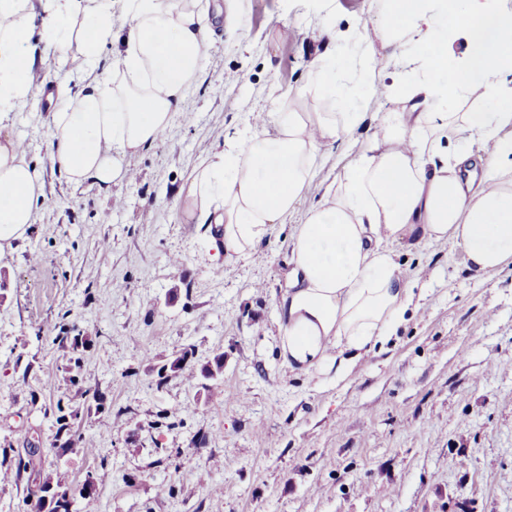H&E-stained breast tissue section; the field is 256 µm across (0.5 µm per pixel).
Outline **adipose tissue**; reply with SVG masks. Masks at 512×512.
Masks as SVG:
<instances>
[{"label": "adipose tissue", "instance_id": "obj_1", "mask_svg": "<svg viewBox=\"0 0 512 512\" xmlns=\"http://www.w3.org/2000/svg\"><path fill=\"white\" fill-rule=\"evenodd\" d=\"M126 22L115 25V12ZM211 24L202 0H0V250L24 236L44 192L6 119L34 96L53 101L50 161L74 183L124 180L125 157L154 145L184 103L206 55ZM512 11L500 0H386L384 46L414 42L419 55L399 88L377 83L373 42L355 35L350 81L335 58L319 60L311 85L351 102L346 112H265L193 169L182 198L188 217L210 225L226 257L246 255L288 219L309 189L323 148L349 145L369 102L406 97L322 181L319 204L291 225L290 264L277 300L281 355L309 373L347 375L386 344L418 309L416 282L392 244L462 247L471 269L512 266ZM116 50L111 69L105 48ZM80 73L50 71V54ZM499 100L490 112H438L467 90ZM460 146L448 150V135Z\"/></svg>", "mask_w": 512, "mask_h": 512}]
</instances>
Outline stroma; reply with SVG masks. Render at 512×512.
I'll return each instance as SVG.
<instances>
[{"label": "stroma", "mask_w": 512, "mask_h": 512, "mask_svg": "<svg viewBox=\"0 0 512 512\" xmlns=\"http://www.w3.org/2000/svg\"><path fill=\"white\" fill-rule=\"evenodd\" d=\"M223 2L181 111L128 159L131 178L70 183L49 161L50 102L9 115L44 194L0 259V449L24 463L0 466V512L61 476L72 512H512L511 267L475 272L452 242L394 245L419 310L344 379L294 372L275 301L288 231L227 258L180 200L253 113L346 111L290 91L327 52L320 22L378 45L384 0ZM416 54L378 45L377 81ZM180 355L184 371L159 379ZM218 358L223 374L203 378ZM59 400L79 446L55 442Z\"/></svg>", "instance_id": "stroma-1"}]
</instances>
